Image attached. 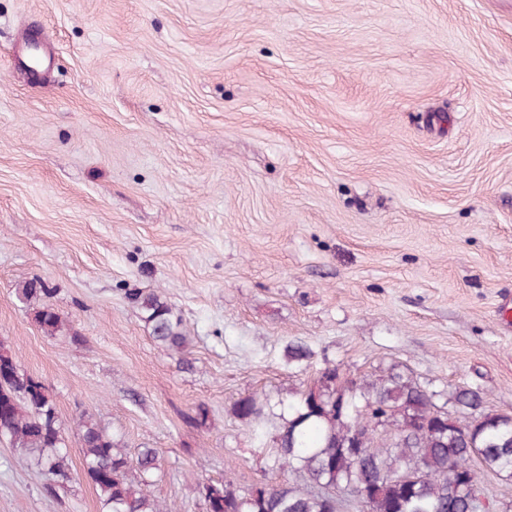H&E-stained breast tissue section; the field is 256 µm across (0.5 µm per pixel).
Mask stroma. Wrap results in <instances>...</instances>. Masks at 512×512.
Masks as SVG:
<instances>
[{
  "label": "stroma",
  "instance_id": "35a3bbf8",
  "mask_svg": "<svg viewBox=\"0 0 512 512\" xmlns=\"http://www.w3.org/2000/svg\"><path fill=\"white\" fill-rule=\"evenodd\" d=\"M34 28L38 78L14 65ZM34 278L56 335L15 296ZM150 291L188 358L152 340ZM507 294L512 0H0V345L72 476L50 496L0 443V512H99L83 415L158 451L173 512H207L203 482H300L233 407L280 411L328 365L512 413ZM51 37L45 30H39L33 37L26 35L21 42L19 51V62L28 69H40L43 59L50 58L52 47L50 45ZM142 319L150 329L153 339L161 346L184 351L188 338L181 319L174 317L172 308L162 296L155 292L139 293L134 297Z\"/></svg>",
  "mask_w": 512,
  "mask_h": 512
}]
</instances>
